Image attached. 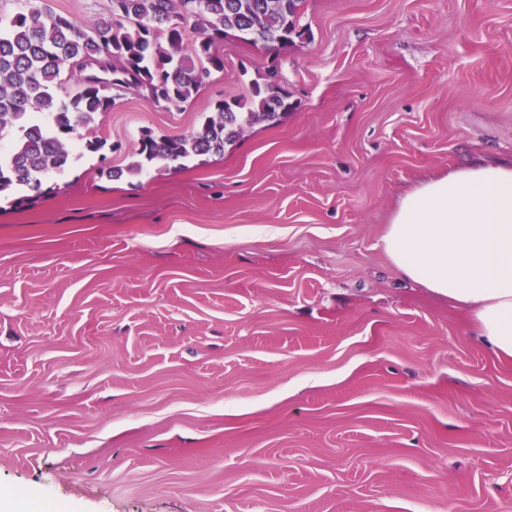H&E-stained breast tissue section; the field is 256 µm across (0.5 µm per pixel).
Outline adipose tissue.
Here are the masks:
<instances>
[{"mask_svg":"<svg viewBox=\"0 0 512 512\" xmlns=\"http://www.w3.org/2000/svg\"><path fill=\"white\" fill-rule=\"evenodd\" d=\"M380 246L404 277L469 311L497 356L512 358V161L427 176L401 197Z\"/></svg>","mask_w":512,"mask_h":512,"instance_id":"ef3b65f1","label":"adipose tissue"}]
</instances>
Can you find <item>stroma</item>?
Here are the masks:
<instances>
[{
	"mask_svg": "<svg viewBox=\"0 0 512 512\" xmlns=\"http://www.w3.org/2000/svg\"><path fill=\"white\" fill-rule=\"evenodd\" d=\"M85 25L111 0H40ZM183 109L126 89L48 193L0 198L11 512H512V360L381 250L427 174L512 158V0H303ZM276 65L221 155L107 179Z\"/></svg>",
	"mask_w": 512,
	"mask_h": 512,
	"instance_id": "1",
	"label": "stroma"
}]
</instances>
